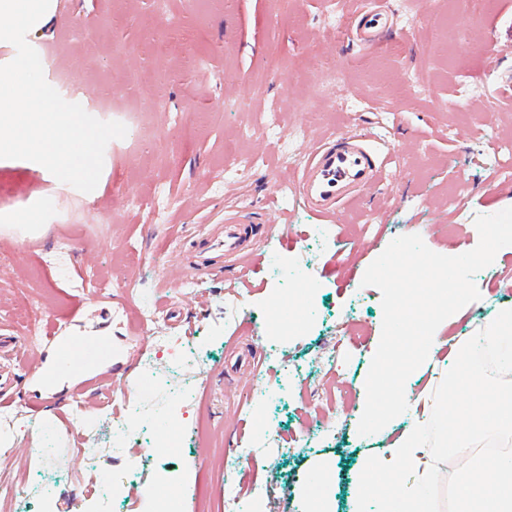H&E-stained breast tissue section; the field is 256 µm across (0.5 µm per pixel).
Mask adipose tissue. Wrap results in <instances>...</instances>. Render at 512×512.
Masks as SVG:
<instances>
[{
    "instance_id": "ef3b65f1",
    "label": "adipose tissue",
    "mask_w": 512,
    "mask_h": 512,
    "mask_svg": "<svg viewBox=\"0 0 512 512\" xmlns=\"http://www.w3.org/2000/svg\"><path fill=\"white\" fill-rule=\"evenodd\" d=\"M58 0H0V47L15 45L22 36L48 37ZM460 374H444L437 390L407 393L402 413L409 423L381 456L371 474L362 476L358 498L385 487L383 512H428L429 495L437 481L440 464L447 460V445H454L462 472L455 486L460 503L478 502V512H512V459L471 455L470 447L488 432L512 431V397L485 399L480 411L458 404ZM433 426L436 454L424 453V428ZM412 473L417 483L413 491L387 483L394 469Z\"/></svg>"
}]
</instances>
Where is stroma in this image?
Instances as JSON below:
<instances>
[{"mask_svg": "<svg viewBox=\"0 0 512 512\" xmlns=\"http://www.w3.org/2000/svg\"><path fill=\"white\" fill-rule=\"evenodd\" d=\"M387 2L401 39L368 53L347 41L343 19L351 0H339L332 13L323 0H166L162 7L156 0H59L52 38L31 42L46 81L98 120L131 112L158 136L138 139L131 126L112 140L104 154L110 173L92 200L28 164L0 159L7 187L22 176L33 183L18 207L54 200L43 236L0 245V333L13 337L18 352L30 350L17 309L20 291L29 290L44 296L45 328L102 340L121 363L151 339L130 333L117 311L146 302L158 311L157 334L183 337L200 360L177 367L158 359L148 370L119 366L103 391H89L78 404L70 383L36 393L25 366L14 364L17 385L10 406H0V429L19 433L0 449V512H99L91 488L99 469L111 470L117 482L112 512H153L155 500L169 496L179 512H198L202 488L212 512H220L228 481L246 505L253 485H266L254 512H353L363 468L393 440L387 423H365L372 383L417 392L438 380L431 369L377 368L381 293L363 285L365 270L406 234L419 235L436 253L463 254L479 242L477 216L512 207V177H490L512 163V98L505 93L512 80V0H491L478 18L448 0H429L418 14L408 0ZM446 18L461 38L439 44L428 29ZM491 43L500 51L490 61ZM318 53L336 61V105L328 110L313 64ZM65 74L75 85L62 83ZM161 75L168 82L158 100L145 88ZM309 107L321 111L317 124L305 121ZM196 112L210 113V121L191 126ZM360 129L394 153L383 190L335 223H322L300 204L292 175L322 135ZM233 148L253 158L251 169L222 168ZM229 205L259 215L284 212L296 226L292 245L274 250L257 240L264 258L247 288L238 287L232 264L220 277L190 269L208 225L220 222ZM364 224L365 236L346 240L349 229ZM131 251L138 255L131 289L100 279ZM286 274L312 284L310 320L299 330L275 319L297 291L283 282ZM494 274L512 277V248L500 249L475 276L479 300L444 320L437 336L483 342L489 320L512 307V295L489 288ZM79 302L90 318L72 320ZM173 307L181 312L176 322L168 318ZM339 341L351 389L343 400L318 364ZM236 346L253 351L259 366L253 376L229 381L224 358ZM273 347L276 357L266 359ZM187 382L223 451L268 434L298 441V448L243 457L225 473L196 447L195 415L172 400ZM259 387L272 398L248 401ZM109 393L126 395L135 410L130 453L90 461L79 451L85 426L111 442L112 419L121 411L106 402ZM155 416L171 420L175 446H155ZM323 467L332 480L318 503L308 489Z\"/></svg>", "mask_w": 512, "mask_h": 512, "instance_id": "obj_1", "label": "stroma"}]
</instances>
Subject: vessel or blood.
<instances>
[{
  "label": "vessel or blood",
  "instance_id": "vessel-or-blood-1",
  "mask_svg": "<svg viewBox=\"0 0 512 512\" xmlns=\"http://www.w3.org/2000/svg\"><path fill=\"white\" fill-rule=\"evenodd\" d=\"M397 35V23L383 0H361L347 29L348 41L365 50L380 49ZM388 160V152L364 134L330 133L314 143L299 169L295 178L298 197L304 208L327 223H335L338 213L361 207L367 193L381 187ZM289 232L286 224L274 227L257 223L250 211H225L193 267L211 276L221 275L228 262L251 271L261 259L251 247L253 238L275 233L284 240ZM47 343L75 373L74 396L99 385V372L110 360L104 347L87 342L79 349H71L67 336L59 329L48 336Z\"/></svg>",
  "mask_w": 512,
  "mask_h": 512
}]
</instances>
